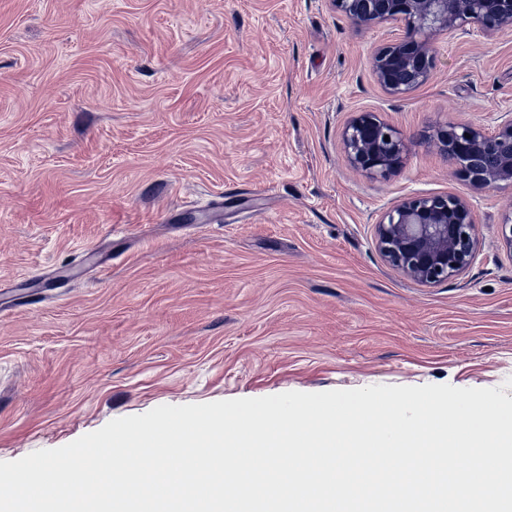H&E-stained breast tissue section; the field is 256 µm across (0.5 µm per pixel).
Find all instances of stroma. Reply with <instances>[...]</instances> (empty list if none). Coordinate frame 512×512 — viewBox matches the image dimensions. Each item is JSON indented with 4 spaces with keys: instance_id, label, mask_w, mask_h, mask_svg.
<instances>
[{
    "instance_id": "1",
    "label": "stroma",
    "mask_w": 512,
    "mask_h": 512,
    "mask_svg": "<svg viewBox=\"0 0 512 512\" xmlns=\"http://www.w3.org/2000/svg\"><path fill=\"white\" fill-rule=\"evenodd\" d=\"M403 31L331 0H0V461L161 405L512 378V187L426 140L512 110V32L436 38L394 97L371 53ZM360 112L411 140L397 173L350 166ZM409 194L469 198L461 276L382 259Z\"/></svg>"
}]
</instances>
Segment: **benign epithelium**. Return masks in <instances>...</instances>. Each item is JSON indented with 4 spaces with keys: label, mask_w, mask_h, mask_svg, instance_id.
<instances>
[{
    "label": "benign epithelium",
    "mask_w": 512,
    "mask_h": 512,
    "mask_svg": "<svg viewBox=\"0 0 512 512\" xmlns=\"http://www.w3.org/2000/svg\"><path fill=\"white\" fill-rule=\"evenodd\" d=\"M332 2L359 27L403 23L404 35L377 45L371 58L376 82L395 97L430 79L434 38L453 39L471 27L512 31V0ZM342 140L350 165L372 177L396 173L410 149V141L373 112L355 115L344 127ZM431 143L473 190L512 187V116L492 132L468 123L439 126L433 130ZM376 245L390 266L431 287L462 275L474 261L477 216L463 196L410 194L377 222Z\"/></svg>",
    "instance_id": "1"
}]
</instances>
